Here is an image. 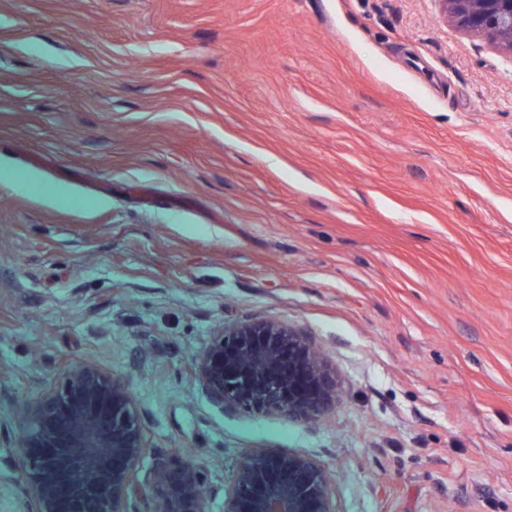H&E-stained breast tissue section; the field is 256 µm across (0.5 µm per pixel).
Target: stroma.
<instances>
[{"instance_id":"obj_1","label":"stroma","mask_w":512,"mask_h":512,"mask_svg":"<svg viewBox=\"0 0 512 512\" xmlns=\"http://www.w3.org/2000/svg\"><path fill=\"white\" fill-rule=\"evenodd\" d=\"M302 326L342 386L301 423L194 362ZM124 381L224 512L242 454L316 460L339 512H512V57L435 0H0V512L27 410Z\"/></svg>"}]
</instances>
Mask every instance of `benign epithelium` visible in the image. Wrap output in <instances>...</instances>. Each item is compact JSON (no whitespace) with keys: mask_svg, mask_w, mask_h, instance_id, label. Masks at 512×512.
<instances>
[{"mask_svg":"<svg viewBox=\"0 0 512 512\" xmlns=\"http://www.w3.org/2000/svg\"><path fill=\"white\" fill-rule=\"evenodd\" d=\"M442 21L512 53V0H436ZM197 376L223 408L319 420L340 387L323 352L298 325L243 319L212 337ZM23 478L32 490L25 512H128L139 488L131 474L146 449L136 405L119 379L93 364L75 366L50 388L31 418ZM162 512H202L205 473L163 458L155 465ZM224 512H338L336 492L314 459L266 449L246 451Z\"/></svg>","mask_w":512,"mask_h":512,"instance_id":"7a95c632","label":"benign epithelium"}]
</instances>
